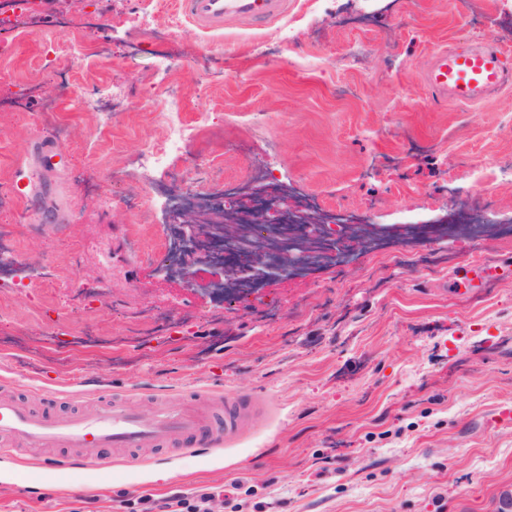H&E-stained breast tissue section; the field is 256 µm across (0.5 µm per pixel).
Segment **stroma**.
I'll use <instances>...</instances> for the list:
<instances>
[{"instance_id": "1", "label": "stroma", "mask_w": 512, "mask_h": 512, "mask_svg": "<svg viewBox=\"0 0 512 512\" xmlns=\"http://www.w3.org/2000/svg\"><path fill=\"white\" fill-rule=\"evenodd\" d=\"M68 0L91 14L84 36L9 33L0 93L42 78L66 131L0 112V224L18 260L50 277L0 288V378L63 389L78 377L103 396L207 387L258 400L260 422L209 457L160 453L86 490L22 491L0 481V512H124L143 495L209 487L222 512H498L512 495V280L454 284L475 261H512V89L452 105L420 70L437 46L493 41L512 69V9L502 0H297L288 20L191 31L174 0ZM207 61L221 80L202 82ZM179 79L187 116L209 113L174 167L211 159L210 187L265 163L281 184L376 224L452 217L458 199L482 238L428 240L319 266L303 278L222 296L162 283L155 259L169 216L148 190L167 181L133 162L161 141L159 87ZM126 99L103 130L74 87ZM482 171L475 180L474 171ZM22 186L24 195L14 192ZM458 197H450L449 186Z\"/></svg>"}]
</instances>
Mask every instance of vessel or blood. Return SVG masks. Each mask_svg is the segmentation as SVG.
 Segmentation results:
<instances>
[{"label":"vessel or blood","mask_w":512,"mask_h":512,"mask_svg":"<svg viewBox=\"0 0 512 512\" xmlns=\"http://www.w3.org/2000/svg\"><path fill=\"white\" fill-rule=\"evenodd\" d=\"M180 13L203 35L223 34L226 25L246 18L269 25L286 20L296 0H177ZM425 85L442 101L476 105L512 85V71L500 50L470 44L433 48L422 67ZM129 394L116 393L99 404L73 411L33 410L17 395H0V441L20 455L65 449L60 459L41 468L13 469L9 481L28 488L80 470L96 473L121 463L141 465L143 450H175L183 455L219 451L250 431L256 421L253 401L233 393L217 397L197 392L193 403L157 396L150 411L129 405Z\"/></svg>","instance_id":"obj_1"}]
</instances>
